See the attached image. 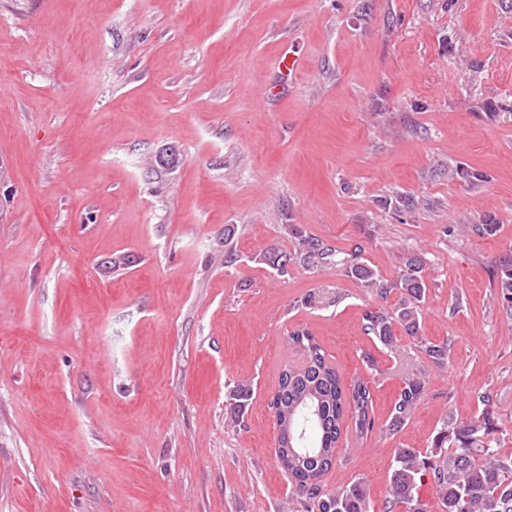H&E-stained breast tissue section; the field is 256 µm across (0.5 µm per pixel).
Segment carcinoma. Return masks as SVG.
Listing matches in <instances>:
<instances>
[{"instance_id": "1", "label": "carcinoma", "mask_w": 512, "mask_h": 512, "mask_svg": "<svg viewBox=\"0 0 512 512\" xmlns=\"http://www.w3.org/2000/svg\"><path fill=\"white\" fill-rule=\"evenodd\" d=\"M284 229L298 238L291 253L276 248L266 250L260 260L280 275L301 267L331 268L338 265L336 249L321 240L303 236L291 224ZM361 246L351 251L347 273L386 300L396 292L398 301L388 308L368 311L364 329L372 340L391 349L396 345L395 327L417 338L425 362L441 365L447 347L418 335L420 303L426 293L421 261L411 258L406 270L395 279H386L362 261ZM503 304L512 310V259L503 262L499 278ZM288 345L301 355L298 364L284 366L271 396L270 407L282 428L281 468L298 495L313 505L310 512H370V489L357 481L334 492L323 490L322 478L336 460L342 432L350 431L362 439L374 428L370 416L372 392L362 378L345 381L326 357L316 337L307 329L288 336ZM426 385L422 368L403 380L391 405L386 430L400 431L409 421ZM252 398L251 385L239 381L230 388L226 403L230 412L242 420ZM498 430L490 411L467 422L451 417L443 420L433 440V450L423 455L413 448L394 450L389 479V503L402 512H426L419 491L434 489L439 512H512V454L501 452L493 438Z\"/></svg>"}]
</instances>
